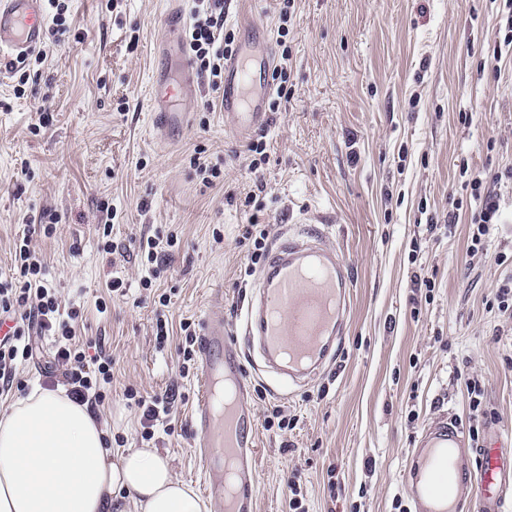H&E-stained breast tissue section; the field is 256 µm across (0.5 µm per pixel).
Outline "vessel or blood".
I'll list each match as a JSON object with an SVG mask.
<instances>
[{
	"instance_id": "vessel-or-blood-1",
	"label": "vessel or blood",
	"mask_w": 512,
	"mask_h": 512,
	"mask_svg": "<svg viewBox=\"0 0 512 512\" xmlns=\"http://www.w3.org/2000/svg\"><path fill=\"white\" fill-rule=\"evenodd\" d=\"M44 4L0 0V55L20 57L41 45ZM270 68L267 46L239 50L225 63L222 109L237 131L267 123L270 88L255 87L254 76ZM181 92L165 86L151 103L156 132L185 121V113L167 104ZM349 288L336 249L297 225L260 273L240 333L225 330L220 308L207 312L197 338L201 381L193 424L212 512H257L256 412L242 378L244 347L257 348L280 373V391L299 386L335 357ZM405 489L413 512H512V434L493 430L487 443L474 445L456 420L426 424L410 450Z\"/></svg>"
}]
</instances>
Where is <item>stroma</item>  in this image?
I'll return each instance as SVG.
<instances>
[{
    "mask_svg": "<svg viewBox=\"0 0 512 512\" xmlns=\"http://www.w3.org/2000/svg\"><path fill=\"white\" fill-rule=\"evenodd\" d=\"M170 6L70 0L69 30L28 63L24 95L13 70L0 69V278L16 275L14 243L28 225H55L33 244L62 305L83 313L77 335L102 338L112 357L99 419L124 447H140V412L126 391H175L177 410L157 423L151 444L198 486L199 374L181 377L177 341L157 346L153 297L170 296L173 323L199 324L223 289L224 324L239 329L259 273L237 245L250 218L242 199L253 192L262 203L270 249L300 213L325 217L321 241L340 252L350 277L346 332L335 362L290 393L245 368L258 420V512H289L293 486L308 512H395L408 452L427 422L445 415L470 436L512 433V318L494 297L512 276V182L492 187L501 221L483 252L469 255L468 220L455 213L469 199L461 164L488 174L512 168V48L496 71L484 68L504 4L295 0L285 38L293 93L263 131L229 129L222 110L208 111L212 94L196 78L186 123L160 138L148 106L165 71ZM279 7L231 0L237 43L253 27L275 33ZM43 112L52 120L41 129ZM260 137L268 161L251 173L246 146ZM198 148L223 172L213 188L189 164ZM107 220L111 255L98 243ZM156 232L177 244L143 295L137 241ZM115 276L131 289L113 301L106 283ZM419 278L430 287H415ZM276 410L292 427H267Z\"/></svg>",
    "mask_w": 512,
    "mask_h": 512,
    "instance_id": "1",
    "label": "stroma"
}]
</instances>
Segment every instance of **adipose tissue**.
Listing matches in <instances>:
<instances>
[{
  "instance_id": "obj_1",
  "label": "adipose tissue",
  "mask_w": 512,
  "mask_h": 512,
  "mask_svg": "<svg viewBox=\"0 0 512 512\" xmlns=\"http://www.w3.org/2000/svg\"><path fill=\"white\" fill-rule=\"evenodd\" d=\"M89 405L64 388L32 385L0 413V512H208L167 453L150 446L113 452Z\"/></svg>"
}]
</instances>
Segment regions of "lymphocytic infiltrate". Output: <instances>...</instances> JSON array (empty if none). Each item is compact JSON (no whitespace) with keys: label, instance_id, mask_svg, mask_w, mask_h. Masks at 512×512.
Masks as SVG:
<instances>
[{"label":"lymphocytic infiltrate","instance_id":"lymphocytic-infiltrate-1","mask_svg":"<svg viewBox=\"0 0 512 512\" xmlns=\"http://www.w3.org/2000/svg\"><path fill=\"white\" fill-rule=\"evenodd\" d=\"M224 0H201L195 20L185 34L189 58L197 73L206 78L211 92L223 82L224 63L236 54L235 33L226 25ZM512 180V171L486 175L470 172L466 181L475 203L469 215L471 251L483 248L492 224L499 221V203L489 183ZM52 225L32 224L15 248L18 276L0 279V315L14 320L11 339L0 342V388L11 389L19 362L33 358V335L51 337L54 367L77 403L103 404L112 381V359L93 341L75 338L77 309L62 310L56 288L46 278V265L32 241L48 236Z\"/></svg>","mask_w":512,"mask_h":512}]
</instances>
